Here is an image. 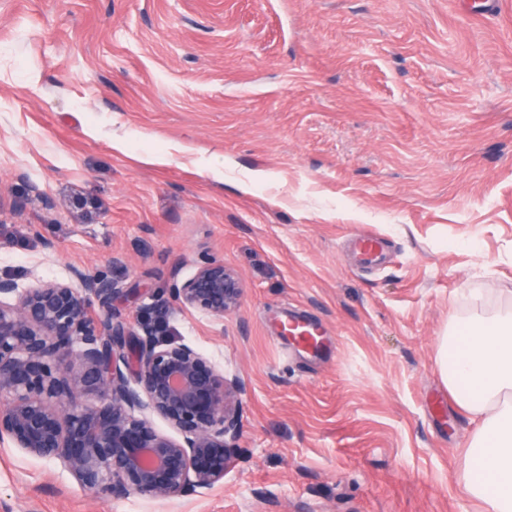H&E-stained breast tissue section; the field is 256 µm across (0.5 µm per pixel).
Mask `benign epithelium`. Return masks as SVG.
<instances>
[{"instance_id": "benign-epithelium-1", "label": "benign epithelium", "mask_w": 512, "mask_h": 512, "mask_svg": "<svg viewBox=\"0 0 512 512\" xmlns=\"http://www.w3.org/2000/svg\"><path fill=\"white\" fill-rule=\"evenodd\" d=\"M70 274L27 286L0 277V442L59 461L100 494L170 499L214 488L234 457L243 384L166 340L163 308L139 310L131 324L114 308L118 297L138 300L130 289L78 267ZM242 292L232 269L211 262L172 296L179 310L222 319ZM156 418L180 438L159 432Z\"/></svg>"}]
</instances>
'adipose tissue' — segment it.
<instances>
[{"label": "adipose tissue", "instance_id": "obj_1", "mask_svg": "<svg viewBox=\"0 0 512 512\" xmlns=\"http://www.w3.org/2000/svg\"><path fill=\"white\" fill-rule=\"evenodd\" d=\"M440 350L443 381L481 423L461 485L486 512H512V308L490 320L453 325Z\"/></svg>", "mask_w": 512, "mask_h": 512}]
</instances>
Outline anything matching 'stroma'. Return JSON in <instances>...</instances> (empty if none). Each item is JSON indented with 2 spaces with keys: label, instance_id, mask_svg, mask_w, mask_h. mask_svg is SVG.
<instances>
[{
  "label": "stroma",
  "instance_id": "stroma-1",
  "mask_svg": "<svg viewBox=\"0 0 512 512\" xmlns=\"http://www.w3.org/2000/svg\"><path fill=\"white\" fill-rule=\"evenodd\" d=\"M212 261L238 308L174 309ZM74 265L244 384L235 462L113 497L0 443V512H485L437 354L512 305V0H0V275ZM354 247L365 262H373L381 256L383 240L372 234H364L355 240ZM280 333L290 336L304 349L319 350L325 345L326 331L322 324L303 318L290 317L281 322Z\"/></svg>",
  "mask_w": 512,
  "mask_h": 512
}]
</instances>
